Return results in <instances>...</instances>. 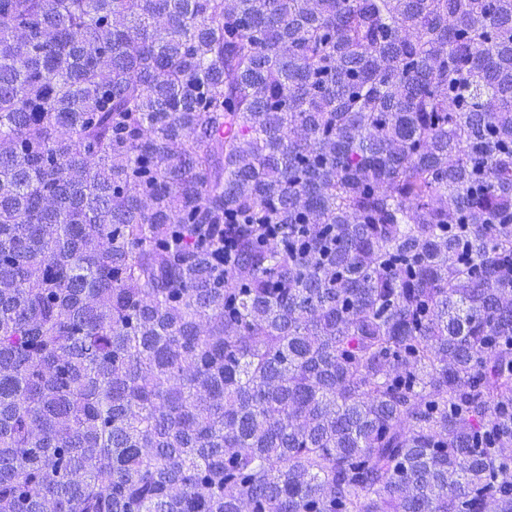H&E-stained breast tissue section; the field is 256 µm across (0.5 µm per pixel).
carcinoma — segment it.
I'll return each instance as SVG.
<instances>
[{
	"mask_svg": "<svg viewBox=\"0 0 512 512\" xmlns=\"http://www.w3.org/2000/svg\"><path fill=\"white\" fill-rule=\"evenodd\" d=\"M512 512V0H0V512Z\"/></svg>",
	"mask_w": 512,
	"mask_h": 512,
	"instance_id": "carcinoma-1",
	"label": "carcinoma"
}]
</instances>
